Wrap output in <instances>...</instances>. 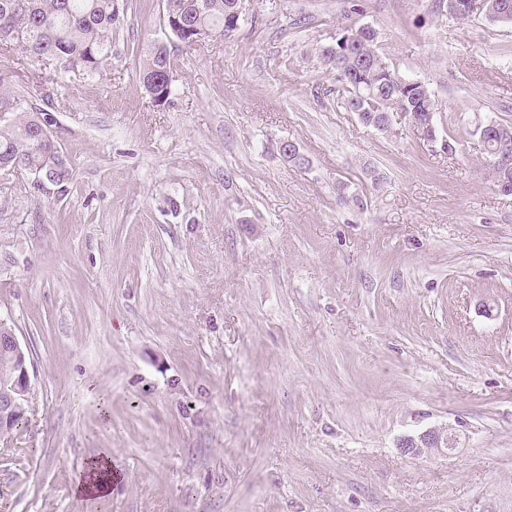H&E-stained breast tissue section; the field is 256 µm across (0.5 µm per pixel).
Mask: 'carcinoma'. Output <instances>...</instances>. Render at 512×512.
Masks as SVG:
<instances>
[{"mask_svg":"<svg viewBox=\"0 0 512 512\" xmlns=\"http://www.w3.org/2000/svg\"><path fill=\"white\" fill-rule=\"evenodd\" d=\"M165 12L175 11L197 26L219 31L224 14L234 0H164ZM120 0H0V47L15 44L30 62L44 58L60 73L92 76L102 72L112 57V34L123 25ZM377 33H365L359 47L344 51L340 45L321 51L323 64L345 77L336 79V100L348 112L371 127L380 113L402 112L415 120L436 111L429 87L407 89L398 84L376 50ZM173 59L151 48L142 71L143 83L165 78ZM15 113L12 122L0 125V160H22L31 168L47 162L48 149L32 139V123L18 111L17 101L0 95V110Z\"/></svg>","mask_w":512,"mask_h":512,"instance_id":"obj_1","label":"carcinoma"}]
</instances>
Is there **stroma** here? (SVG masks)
<instances>
[{
  "label": "stroma",
  "instance_id": "1",
  "mask_svg": "<svg viewBox=\"0 0 512 512\" xmlns=\"http://www.w3.org/2000/svg\"><path fill=\"white\" fill-rule=\"evenodd\" d=\"M437 5L242 0L187 51L163 0H124L92 77L0 48L74 173L0 172V316L32 362L0 512H512V196L472 133L512 126V24ZM348 25L432 91L436 143L337 106L320 53ZM446 424L456 452L401 453ZM103 452L111 493L76 496ZM173 65L174 63L171 55H168L167 58H164L156 52V46L154 45L150 49L146 65L142 71L143 86L145 87L147 83L156 86L154 81L159 79L157 83H160V79L165 78L164 72L166 70L173 69Z\"/></svg>",
  "mask_w": 512,
  "mask_h": 512
}]
</instances>
